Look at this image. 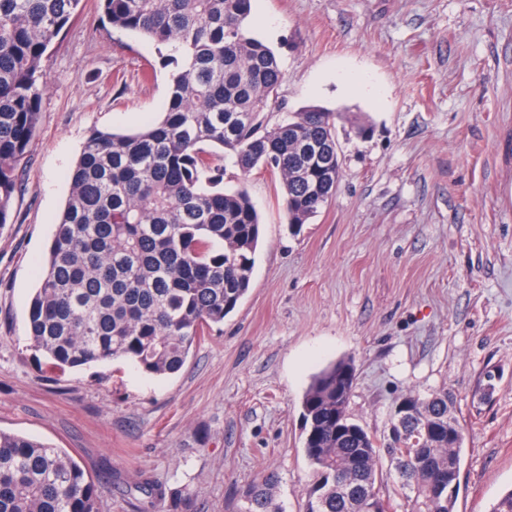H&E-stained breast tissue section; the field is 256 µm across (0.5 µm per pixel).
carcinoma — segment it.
I'll list each match as a JSON object with an SVG mask.
<instances>
[{"label":"carcinoma","mask_w":512,"mask_h":512,"mask_svg":"<svg viewBox=\"0 0 512 512\" xmlns=\"http://www.w3.org/2000/svg\"><path fill=\"white\" fill-rule=\"evenodd\" d=\"M81 0H0V224L7 223L22 164L39 128L38 84L48 47ZM112 28L170 47L165 111L135 132L91 130L68 173L26 316L31 348L60 371L124 360L161 377L178 373L192 348L224 324L249 292L261 223L243 188L224 189V152L247 175H279L293 233L336 194L338 114L304 107L268 126L284 74L253 37L252 0H98ZM353 360L318 372L302 399L303 452L312 468L304 512H391L388 457L408 512H454L464 438L448 393H412L386 434L348 415ZM276 476L242 492V512H283ZM141 512L179 492L146 482ZM99 488L60 448L0 430V512H99Z\"/></svg>","instance_id":"obj_1"}]
</instances>
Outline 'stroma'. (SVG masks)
Segmentation results:
<instances>
[{
    "label": "stroma",
    "instance_id": "35a3bbf8",
    "mask_svg": "<svg viewBox=\"0 0 512 512\" xmlns=\"http://www.w3.org/2000/svg\"><path fill=\"white\" fill-rule=\"evenodd\" d=\"M251 33L284 73L270 123L342 111L339 184L295 236L278 177L227 165L225 188L245 187L262 220L252 285L165 378L122 361L61 372L29 347L35 264L88 132L142 127L170 84L157 45L103 22L96 0L49 46L0 224V429L67 451L100 512H136L146 481L194 512H236L270 470L276 503L302 512V396L350 358L347 411L371 434L403 394L448 391L464 430L455 512H490L512 487V0H253Z\"/></svg>",
    "mask_w": 512,
    "mask_h": 512
}]
</instances>
